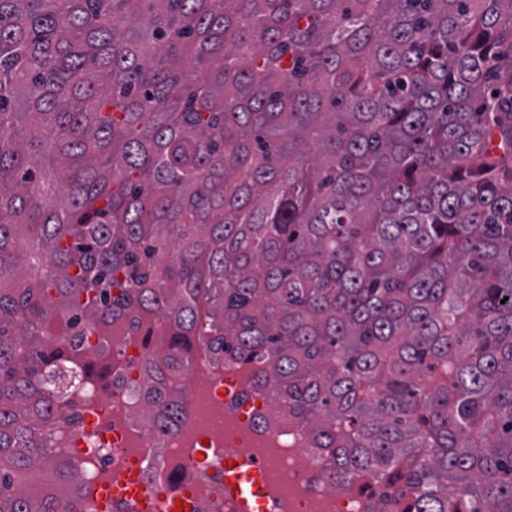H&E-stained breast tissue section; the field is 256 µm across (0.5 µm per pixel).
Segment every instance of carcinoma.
<instances>
[{"instance_id": "carcinoma-1", "label": "carcinoma", "mask_w": 512, "mask_h": 512, "mask_svg": "<svg viewBox=\"0 0 512 512\" xmlns=\"http://www.w3.org/2000/svg\"><path fill=\"white\" fill-rule=\"evenodd\" d=\"M144 331L259 370L339 480L512 512V0H0V512Z\"/></svg>"}]
</instances>
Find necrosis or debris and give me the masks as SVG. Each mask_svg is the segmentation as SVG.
<instances>
[{
    "mask_svg": "<svg viewBox=\"0 0 512 512\" xmlns=\"http://www.w3.org/2000/svg\"><path fill=\"white\" fill-rule=\"evenodd\" d=\"M137 337L125 322L112 338L125 384L108 392L76 385L65 416L53 428L82 482L94 487L133 471L164 488L176 463L189 512H230L224 477L234 466L259 474L267 490L265 512H366L365 499L337 482L309 448L303 430L289 418L287 401L257 389L245 369L214 366L207 338L197 341L179 426L158 435L141 419L136 384L147 349Z\"/></svg>",
    "mask_w": 512,
    "mask_h": 512,
    "instance_id": "1",
    "label": "necrosis or debris"
}]
</instances>
